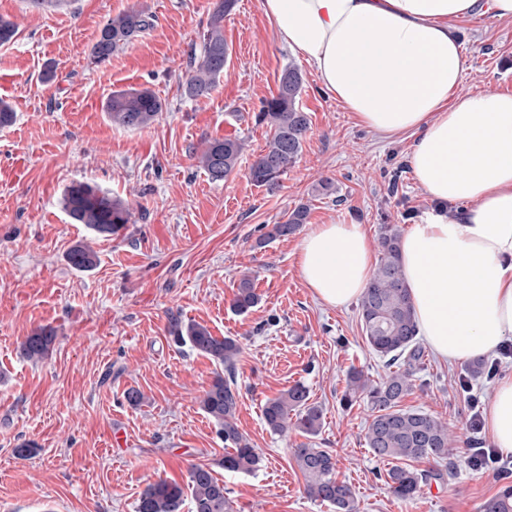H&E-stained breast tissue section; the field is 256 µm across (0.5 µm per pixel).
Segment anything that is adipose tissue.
I'll list each match as a JSON object with an SVG mask.
<instances>
[{"instance_id": "ef3b65f1", "label": "adipose tissue", "mask_w": 512, "mask_h": 512, "mask_svg": "<svg viewBox=\"0 0 512 512\" xmlns=\"http://www.w3.org/2000/svg\"><path fill=\"white\" fill-rule=\"evenodd\" d=\"M278 37L360 125L412 137L409 165L431 209L402 239V272L432 353L454 363L512 340V94L461 97L458 20L512 19V0H262ZM301 279L322 304L361 297L374 273L363 225L319 224L299 243ZM485 420L512 451V375Z\"/></svg>"}]
</instances>
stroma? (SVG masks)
<instances>
[{"label":"stroma","instance_id":"stroma-1","mask_svg":"<svg viewBox=\"0 0 512 512\" xmlns=\"http://www.w3.org/2000/svg\"><path fill=\"white\" fill-rule=\"evenodd\" d=\"M215 0H72L42 10L0 0L18 34L0 46V98L16 118L0 127V512H136L149 485L187 484L206 465L223 480L233 512H332L310 498L294 450L330 451L359 512H482L503 487L466 464L467 407L459 386L467 362L425 352L401 405L450 424L454 476L422 486L410 502L386 487L389 465L365 445L366 403L343 404L350 368L380 380L388 369L366 345L357 304H320L298 272L300 235L258 246L264 226L309 208L306 228L362 224L371 238L384 225L407 230L430 209L408 163L411 140L381 139L360 126L311 67L278 38L261 0H236L224 19L228 60L209 98L185 99V60L206 29ZM141 9L151 27L89 63L111 17ZM467 69L456 89L512 87V19L479 14L459 22ZM303 77L299 107L309 128L297 162L274 191L247 172L272 131L255 116L288 67ZM52 70L44 80V70ZM151 89L166 106L150 127L113 126L112 91ZM246 143L239 170L214 181L197 156L207 141ZM330 180L329 191H319ZM81 180L128 202L133 218L101 238L71 223L61 199ZM98 255L91 270L67 261L75 244ZM260 296L236 314L241 278ZM237 340V424L262 456L250 474L224 471V441L201 399L224 368L176 344L171 316ZM55 332L48 358L33 363L18 347L34 329ZM323 410L317 435L271 432L262 407L295 384ZM143 399L130 405L128 390ZM124 446H114V429ZM34 442L29 455L18 446Z\"/></svg>","mask_w":512,"mask_h":512}]
</instances>
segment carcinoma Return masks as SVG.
Segmentation results:
<instances>
[{
    "instance_id": "carcinoma-1",
    "label": "carcinoma",
    "mask_w": 512,
    "mask_h": 512,
    "mask_svg": "<svg viewBox=\"0 0 512 512\" xmlns=\"http://www.w3.org/2000/svg\"><path fill=\"white\" fill-rule=\"evenodd\" d=\"M235 6V0H217L199 47L188 53L190 75L182 85V96L198 101L211 95L224 74L228 49L224 42V16ZM152 25L151 16L143 10L130 9L111 19L101 28L90 56L95 64L106 63L120 46L130 43ZM303 84L302 74L288 67L280 76L277 94L265 100L262 112L256 115L260 123L273 130L267 148L250 165V180L269 190L279 186L280 177L293 166L302 150L308 129L307 114L298 106ZM165 103L148 88L115 91L105 106L108 118L115 126L137 129L152 124ZM244 152L243 141L236 138L215 139L207 142L198 157V163L214 180L230 176ZM64 209L74 224H84L98 235L110 237L131 223L128 204L84 181H74L64 191ZM308 209L297 207L281 224L272 225L264 236L286 238L306 223ZM400 230L386 224L381 232L378 248L380 261L373 277L359 300V316L367 345L386 359L392 368L378 382L370 380L361 370L349 375L348 393L366 400L372 419L365 434V443L374 457L391 464L386 485L389 492L402 501L413 499L428 481L442 480L441 469H416L412 461L443 463L453 455L452 438L448 424L422 410L404 409L400 403L413 389L416 370L422 365L424 352L417 341V326L413 307L405 286L400 263ZM69 264L85 271L97 263L96 254L78 245L67 255ZM259 303L251 279L240 280L232 308L244 314ZM171 333L177 343L190 346L197 353L224 366L227 377L216 378L206 391L201 406L219 426L218 433L231 452L224 456V469L249 473L260 464V456L252 448L236 424L238 406L234 388L235 358L240 348L231 337L212 335L208 328L174 319ZM53 333L47 328L31 332L19 345L21 358L39 362L50 355ZM295 415L296 426L314 436L321 426L322 411L309 402V392L302 384L289 388L280 396L268 400L262 411L265 425L274 433L288 430V419ZM294 457L306 480L307 494L329 503L335 512H358L351 487L336 477V459L322 448L302 444L294 449ZM192 512H232L226 496L224 481L205 466L192 468L189 474ZM184 489L173 481L159 480L142 492L136 512H181ZM482 512H512V486L486 501Z\"/></svg>"
}]
</instances>
